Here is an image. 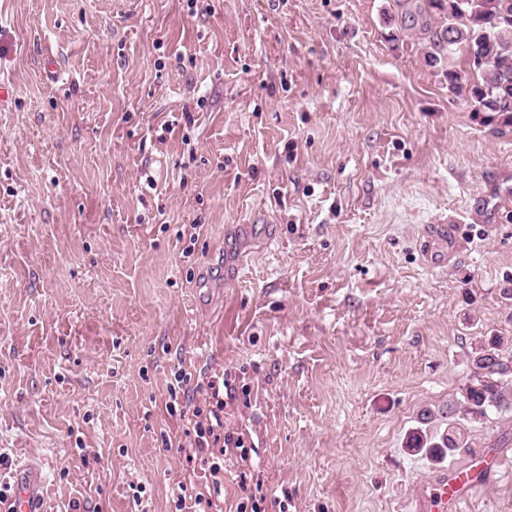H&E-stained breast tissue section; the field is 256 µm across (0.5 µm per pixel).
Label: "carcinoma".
Wrapping results in <instances>:
<instances>
[{
    "mask_svg": "<svg viewBox=\"0 0 512 512\" xmlns=\"http://www.w3.org/2000/svg\"><path fill=\"white\" fill-rule=\"evenodd\" d=\"M442 15L441 27L433 33L435 52L461 50L473 71L448 68V85L467 94L478 112L502 116V125L512 126V0H422L420 13ZM471 374L459 397L447 410L425 408L418 415L419 427L409 432L404 448L412 456L441 463L463 448L474 447L468 428L484 422L490 414L512 413V337L480 336L470 354ZM446 425H433L436 417Z\"/></svg>",
    "mask_w": 512,
    "mask_h": 512,
    "instance_id": "carcinoma-1",
    "label": "carcinoma"
}]
</instances>
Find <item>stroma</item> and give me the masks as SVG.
I'll return each instance as SVG.
<instances>
[{
	"instance_id": "35a3bbf8",
	"label": "stroma",
	"mask_w": 512,
	"mask_h": 512,
	"mask_svg": "<svg viewBox=\"0 0 512 512\" xmlns=\"http://www.w3.org/2000/svg\"><path fill=\"white\" fill-rule=\"evenodd\" d=\"M407 8L0 0V450L41 469L42 512H172L202 476L194 400L165 409L182 368L229 380L253 445L229 503L245 469L266 512H414L440 471L512 466V413L438 465L404 448L476 337L512 336V193L477 202L512 127L449 90ZM454 230L448 224H434L430 227L426 234L425 252L426 256L432 260L434 257L439 258L438 253L448 245V241L452 239Z\"/></svg>"
}]
</instances>
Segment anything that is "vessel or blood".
Masks as SVG:
<instances>
[{"mask_svg": "<svg viewBox=\"0 0 512 512\" xmlns=\"http://www.w3.org/2000/svg\"><path fill=\"white\" fill-rule=\"evenodd\" d=\"M453 234V229L448 225L431 226L425 241L427 257H437ZM501 466V461L497 459L483 461L479 469L485 478L481 481L464 470L441 476L430 485L428 492L422 494L416 512H466L468 503L482 492L485 479L500 475ZM41 484L42 477L38 468L32 465L21 468L7 505L0 512H41Z\"/></svg>", "mask_w": 512, "mask_h": 512, "instance_id": "b4317fda", "label": "vessel or blood"}]
</instances>
